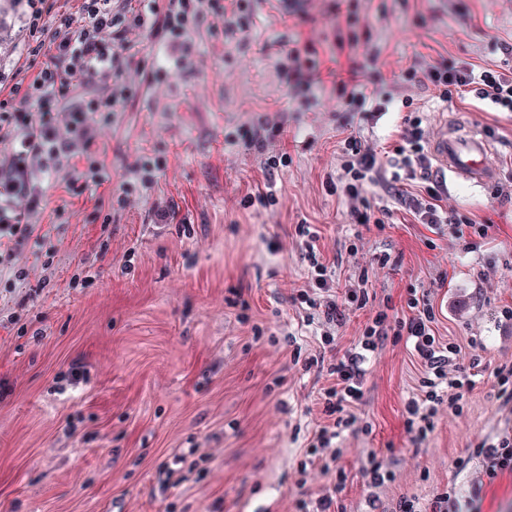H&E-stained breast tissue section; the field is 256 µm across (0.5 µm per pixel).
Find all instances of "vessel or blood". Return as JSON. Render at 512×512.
Instances as JSON below:
<instances>
[{"instance_id":"obj_1","label":"vessel or blood","mask_w":512,"mask_h":512,"mask_svg":"<svg viewBox=\"0 0 512 512\" xmlns=\"http://www.w3.org/2000/svg\"><path fill=\"white\" fill-rule=\"evenodd\" d=\"M431 150L437 169L456 179L482 187L493 186L498 179L491 148L472 126L442 123L432 137Z\"/></svg>"}]
</instances>
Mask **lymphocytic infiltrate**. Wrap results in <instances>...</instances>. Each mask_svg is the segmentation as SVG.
Here are the masks:
<instances>
[{
    "instance_id": "1",
    "label": "lymphocytic infiltrate",
    "mask_w": 512,
    "mask_h": 512,
    "mask_svg": "<svg viewBox=\"0 0 512 512\" xmlns=\"http://www.w3.org/2000/svg\"><path fill=\"white\" fill-rule=\"evenodd\" d=\"M25 21L32 54H46L47 59L29 82L12 85L8 96L0 98V138L14 144L13 171L0 176V240L30 235L32 229L21 213L12 207L15 195L30 196L39 205L41 190L29 176L31 162H39L51 171L73 156L78 142L84 141L92 113L114 105V97L92 99L76 107L70 114L73 141L58 140L53 124L55 103L65 100L81 83L101 81L114 75L121 66L122 54L112 48L121 39V28L127 17L116 9L113 0H79L77 15H59L55 24L46 17L53 0H24ZM208 0H166L165 7L150 4L148 14H135L137 24L153 16L154 26L172 43H180L197 24ZM361 45L355 37L340 38L336 50L345 54L351 66L336 82L340 106L372 121L380 113L398 112L402 125L397 141L371 146L365 144L353 127H342L338 142L336 176L325 179L327 187L348 203V214L356 224H383L389 207H373L369 200L372 186L386 182L396 185L404 181L419 182L420 187L409 199V211L415 223L430 232L424 244L435 248L433 239L442 224L452 223L457 240L467 252H474L489 236L490 224L471 219L449 221L441 206L447 185L444 176L432 170L424 112L412 97L372 85L362 76L354 60ZM397 79L402 84H420L443 102L472 99L494 112H512V71L498 65L481 66L458 62L451 58L434 59L415 54L402 67ZM295 235L308 266L307 282L291 296L302 326L311 328L322 347L334 350L338 331L346 312L369 309L371 299L367 270L348 278L344 287H336L335 273L326 261L321 235L315 225H296ZM405 305L408 315H399L391 301H384L363 323L351 347L342 355L324 358L303 356L296 335H289L288 356L291 363L302 364L304 370H324L331 384L324 388L320 401L322 420L309 436L304 467L319 470L344 482L346 473L340 466L342 456L337 441L343 432L354 434L369 430L368 422L359 414L364 392L367 365L387 340L404 343L416 355L421 367L416 387L405 404L404 431L415 443L425 441L435 428L441 411H462L465 391L474 381L466 374L453 373L461 348L439 336L438 317L428 299L416 289H408ZM473 455L482 463L481 479L471 486L472 498H479L485 480L512 472V432L503 431L497 439H482L474 444Z\"/></svg>"
}]
</instances>
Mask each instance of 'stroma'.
I'll list each match as a JSON object with an SVG mask.
<instances>
[{"instance_id": "1", "label": "stroma", "mask_w": 512, "mask_h": 512, "mask_svg": "<svg viewBox=\"0 0 512 512\" xmlns=\"http://www.w3.org/2000/svg\"><path fill=\"white\" fill-rule=\"evenodd\" d=\"M249 29L224 32L211 9L186 39L187 63L166 61L162 34L126 22L121 72L76 88L58 104L65 129L71 104L126 90L114 110L89 123L94 160L109 175L83 193L71 189L77 167L33 169L44 190L39 208L16 199L31 236L14 239L0 271V512H293L302 494L335 488L346 512H364L369 453L384 457L395 481L381 495L429 501L443 489L467 495L482 466L472 446L512 426L493 372L512 363V202L496 188L448 179L449 218L492 224L480 250L465 252L451 235L436 249L422 242L401 187H376L374 205L393 216L384 227L355 225L343 199L323 185L336 170L339 126L328 76L337 35L369 39L365 73L385 82L414 52L477 64L512 66V0H251ZM0 40V86L33 77L43 56L28 54L24 20L12 0ZM308 42L319 63L309 89H296L279 47ZM423 106L428 130L455 117L479 126L493 148L498 186L512 184V114L442 103L420 86L395 85ZM285 126L287 138L273 136ZM265 129L258 148L240 130ZM287 165L266 170L267 158ZM156 165L150 188L123 192L136 165ZM269 193L275 205L242 207ZM316 225L336 276L368 268L377 299L403 307L407 289L440 309L438 332L461 343L457 362L481 371L462 414L444 411L421 444L403 428L404 404L418 365L404 344L386 343L370 363L360 413L371 433L338 441L344 484L311 470L298 430L320 420L327 376L287 363L284 333L296 331L290 301L307 266L296 224ZM357 254H350V241ZM397 265L380 267L381 252ZM26 273L24 280L14 270ZM242 293L249 322L227 307ZM274 327L254 339L252 324ZM184 463H175V456ZM465 469H457L458 459Z\"/></svg>"}]
</instances>
